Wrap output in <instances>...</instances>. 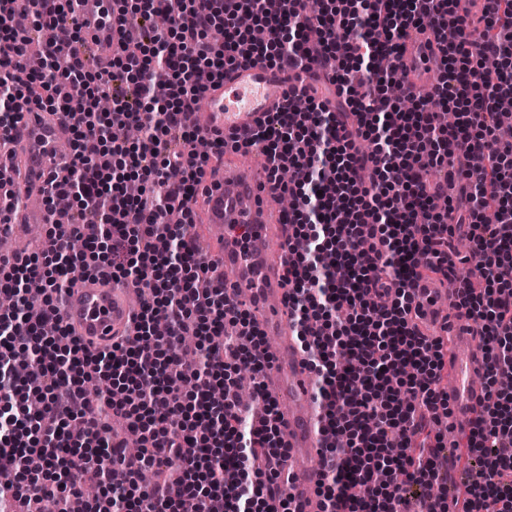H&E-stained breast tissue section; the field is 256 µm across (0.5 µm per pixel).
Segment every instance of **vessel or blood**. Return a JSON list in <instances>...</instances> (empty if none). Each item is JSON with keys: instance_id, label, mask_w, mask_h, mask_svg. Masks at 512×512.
<instances>
[{"instance_id": "b4317fda", "label": "vessel or blood", "mask_w": 512, "mask_h": 512, "mask_svg": "<svg viewBox=\"0 0 512 512\" xmlns=\"http://www.w3.org/2000/svg\"><path fill=\"white\" fill-rule=\"evenodd\" d=\"M73 17L82 40L119 46L125 25L118 0H75ZM431 31L414 30L399 47L400 72L406 92L418 94L429 75L443 69L439 50H428ZM328 69L321 59L306 68L273 67L263 61L226 69L223 80L209 83L204 111L195 122L212 137L252 131L277 111L289 90H310L326 81ZM253 161L225 170L209 181L205 198L209 224L225 227L223 249L215 261L234 303L248 310L259 330L275 337L269 352L271 368L265 388L277 401L278 423L288 448L289 493L303 512H318L315 488L320 470L312 463L323 446L322 415L302 364L295 336L288 289L281 278L283 252L272 250L281 232L284 214L276 205L278 193L269 178V163L262 147L253 146ZM72 159V135L67 120L58 113L35 110L24 113L16 132L14 166L23 192L42 195L50 174L64 172ZM459 282L442 285L426 278L415 282V297L427 317L443 314ZM71 335L98 348L128 336L133 308L126 288L109 277L80 278L60 311ZM454 351L450 363L453 432L458 442L471 435L473 421L486 403V389L477 378L484 372L476 347L474 326L466 315L453 316Z\"/></svg>"}]
</instances>
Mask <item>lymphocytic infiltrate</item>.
<instances>
[{
  "label": "lymphocytic infiltrate",
  "mask_w": 512,
  "mask_h": 512,
  "mask_svg": "<svg viewBox=\"0 0 512 512\" xmlns=\"http://www.w3.org/2000/svg\"><path fill=\"white\" fill-rule=\"evenodd\" d=\"M13 2L0 0V142L33 109L68 117L73 159L45 203L64 195L74 205L39 250L0 255V291L17 299L0 314V468L28 483L0 488V512L47 498L79 512L85 482L106 492L108 512H298L283 489L287 452L264 388L262 334L185 221L210 162L241 147L231 135L196 151L190 116L206 82L255 57L300 66L311 40L333 68L339 111L292 97L252 139L292 199L284 279L323 409L320 512H402L413 495L425 512H512L511 391L488 393L463 499L432 493L458 459L425 433L450 415L437 387L446 363L411 292L420 270L453 271L448 240L467 239L486 290L463 288L457 306L482 323L488 382L512 376V136L495 124L512 109V0H493L478 34L453 0H319L312 12L304 0H122L132 29L108 73L71 50L75 29L44 46L47 66L23 64L30 32L55 29L72 0ZM427 16L447 56L438 106L406 111L405 91L390 94L377 61L396 58ZM216 29L223 40L209 41ZM444 107L454 124L443 123ZM120 126L140 139L118 142ZM172 209L184 223H168ZM76 268L138 291L132 334L112 349L82 344L60 322ZM186 335L199 338L190 361ZM243 368L261 404L254 415L240 408ZM91 379L103 385L94 397L83 388ZM114 417L140 437L139 455L113 446ZM146 468L175 480L140 487Z\"/></svg>",
  "instance_id": "obj_1"
}]
</instances>
